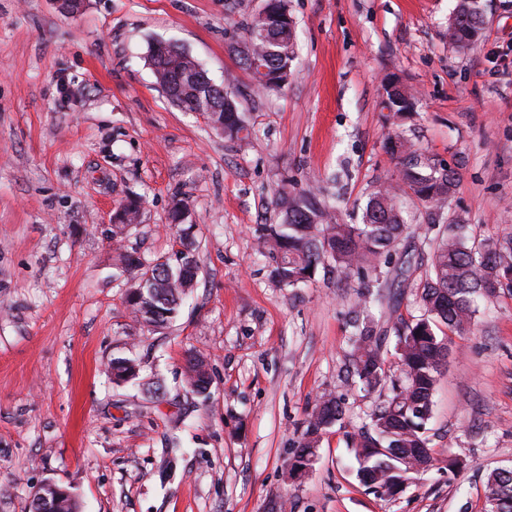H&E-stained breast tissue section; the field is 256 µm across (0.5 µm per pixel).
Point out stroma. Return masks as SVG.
<instances>
[{
    "instance_id": "35a3bbf8",
    "label": "stroma",
    "mask_w": 512,
    "mask_h": 512,
    "mask_svg": "<svg viewBox=\"0 0 512 512\" xmlns=\"http://www.w3.org/2000/svg\"><path fill=\"white\" fill-rule=\"evenodd\" d=\"M456 0H288L294 75L261 91L236 52L264 0H0V512H29L54 482L80 512H483L484 475L512 468V293L482 300L455 338L435 394L433 467L383 500L360 484L346 444L385 398L350 372L357 278L318 270L278 287L258 228L279 222L281 189L324 187L340 222L358 224L376 186L396 182L384 148L398 132L457 172L446 217L475 243L512 232V0H480L486 25L468 51L445 29ZM177 43L215 82L236 76L251 129L224 139L173 106L147 63ZM397 74L417 93L394 121L380 92ZM141 220L122 243L112 215L130 197ZM188 205L197 285L168 328L143 326L125 303L146 259L181 244L168 222ZM406 264L376 311L422 313L428 206L403 198ZM203 356L209 397L184 381ZM139 367L113 383L112 359ZM344 428L324 434L308 475L291 479L306 421L325 393Z\"/></svg>"
}]
</instances>
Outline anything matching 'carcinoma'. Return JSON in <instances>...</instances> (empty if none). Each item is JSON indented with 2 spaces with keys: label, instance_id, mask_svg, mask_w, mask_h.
<instances>
[{
  "label": "carcinoma",
  "instance_id": "carcinoma-1",
  "mask_svg": "<svg viewBox=\"0 0 512 512\" xmlns=\"http://www.w3.org/2000/svg\"><path fill=\"white\" fill-rule=\"evenodd\" d=\"M478 9V0H457L448 22V41L462 50L480 37ZM245 44L251 46L253 60L242 65L258 87L274 90L288 84L294 74L295 53V24L288 0H265L247 29ZM148 61L173 105L213 113L224 120L217 131L230 141L249 138L232 77L215 83L187 51L161 41L149 46ZM381 92L394 119L403 120L414 111L415 95L397 76L385 77ZM385 148L399 165L398 181L371 193L363 223H339L309 190L293 195L283 190L274 200L281 222L261 225L259 240L272 261L271 276L282 287L307 283L318 268L328 266L341 278L360 279L359 313L350 338L352 374L364 390L387 386L389 394L369 414V423L346 434L347 447L358 464L359 481L376 496L393 498L405 488L410 468L431 465V456L421 458L415 449L430 445L433 398L451 354L452 336L470 331L481 298L503 288L512 291V233L496 242L471 245L461 221H432L438 230L426 242L422 314L410 323L394 321L400 374L387 375L383 338L373 326V308L389 287L390 258L408 230L398 190L407 188L442 213L455 187V173L400 133L387 136ZM139 214L138 200L121 205L112 215V238L122 241L123 231ZM120 257L125 269L137 273V281L127 291V307L146 326L165 327L176 317L183 296L195 286L199 271L195 255L189 252L175 264L165 256L148 262L135 250L125 249ZM442 326L448 328L443 336L438 334ZM185 374L191 392L208 394L211 377L204 360L189 357ZM345 412L341 397L333 393L319 397L292 458V477L308 472L321 435L340 423ZM485 484L499 494L501 512H512V470L489 472Z\"/></svg>",
  "mask_w": 512,
  "mask_h": 512
}]
</instances>
